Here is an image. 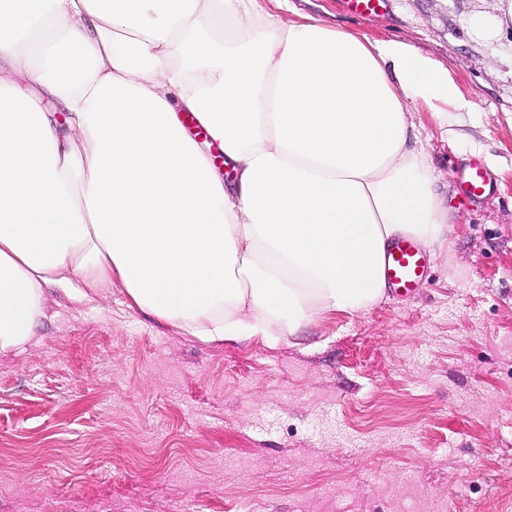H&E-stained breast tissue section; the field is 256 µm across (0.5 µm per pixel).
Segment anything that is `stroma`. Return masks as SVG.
Masks as SVG:
<instances>
[{
    "mask_svg": "<svg viewBox=\"0 0 512 512\" xmlns=\"http://www.w3.org/2000/svg\"><path fill=\"white\" fill-rule=\"evenodd\" d=\"M500 0H288L448 68L453 135L420 142L452 216L413 293L277 346L205 344L130 306L52 290L33 345L0 355V512H512V34ZM490 194H462L472 160ZM512 24V2L510 9L503 11V14L493 19H487L481 15H475L471 27L472 29L487 39L499 37L504 29H510Z\"/></svg>",
    "mask_w": 512,
    "mask_h": 512,
    "instance_id": "35a3bbf8",
    "label": "stroma"
}]
</instances>
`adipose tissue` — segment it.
<instances>
[{"label":"adipose tissue","mask_w":512,"mask_h":512,"mask_svg":"<svg viewBox=\"0 0 512 512\" xmlns=\"http://www.w3.org/2000/svg\"><path fill=\"white\" fill-rule=\"evenodd\" d=\"M266 2L0 0V355L32 342L52 286L117 284L202 342L273 346L381 300L398 239L444 244L412 108L447 129L454 78Z\"/></svg>","instance_id":"ef3b65f1"}]
</instances>
